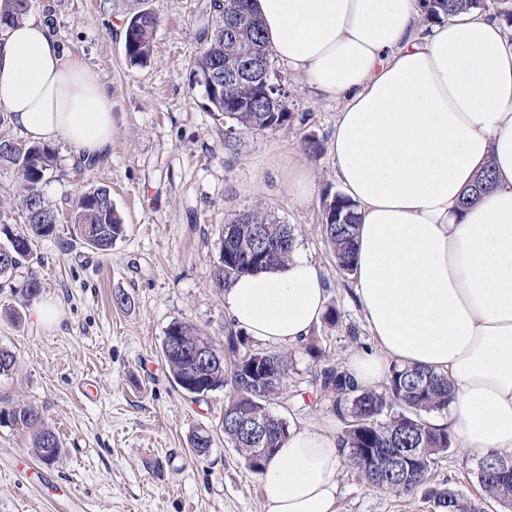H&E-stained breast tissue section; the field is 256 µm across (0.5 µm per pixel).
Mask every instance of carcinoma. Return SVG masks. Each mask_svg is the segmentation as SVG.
<instances>
[{
    "label": "carcinoma",
    "instance_id": "cac0c4a2",
    "mask_svg": "<svg viewBox=\"0 0 512 512\" xmlns=\"http://www.w3.org/2000/svg\"><path fill=\"white\" fill-rule=\"evenodd\" d=\"M31 7L32 0H5L0 10V42L6 39L11 27L29 14ZM481 7L482 0H424L422 3L428 20L459 12L477 14ZM157 26V16L150 9L139 10L127 19L125 54L129 65L143 66L150 62ZM244 45L269 65L270 80L282 83L249 0H226L225 4L214 7L211 35L194 61L195 80L203 87L210 109L246 129L288 125L287 107L275 112L259 87L246 80L224 78V64L236 59ZM212 79L218 83V90L213 93L209 91ZM56 168L57 157L52 147L0 137V169L12 171L18 180L19 206L27 224L26 231L9 235L8 245L0 250L1 280L17 275L31 255L32 239L49 237L56 231V216L40 192V184ZM493 184L492 172L480 175L472 193L462 198L461 207L476 202ZM332 199L337 223L323 226V231L333 250L336 267L347 274L352 271L354 260L357 206L340 193ZM71 224L84 242L99 252L111 250L112 244L126 233L106 186L78 196ZM259 225L273 232L268 252L261 260L250 255L251 229ZM224 228L227 235L235 237L237 249L230 256L218 257L214 284L221 290L242 275L285 265L296 241L294 227L279 223L259 204L236 214ZM173 335L221 359V364L203 368L192 377L188 375L185 357L169 351L166 343H161L172 380L186 394L200 397L221 387L228 389L224 402V441L237 450L253 473H259L264 462L289 436L288 423L270 413L268 404L288 395L292 354L286 350L256 348L248 337L231 328L224 336L222 351L214 348L209 337L181 322L168 326L165 336ZM305 351L316 363L319 399L329 401L331 410L345 424L342 430L348 446L345 462L368 487L398 497H415L421 493L431 503L433 512H448L444 509L448 504L453 512H484L482 501L487 498L512 508V471H504L512 462L509 457L489 455L480 460L476 472L481 489L479 500L433 481L438 458L453 448L448 431L434 427L429 421L431 414L448 406L451 397L448 378L429 370L395 364L389 369L381 390H366L355 384L344 367L331 363L316 340L308 342ZM244 410L262 422L258 431L240 423V413ZM1 422L29 433L35 454L42 462L48 464L59 457L60 438L35 407L25 404L1 407ZM259 448L264 452H257ZM402 453L407 454L408 461L399 470L392 463Z\"/></svg>",
    "mask_w": 512,
    "mask_h": 512
}]
</instances>
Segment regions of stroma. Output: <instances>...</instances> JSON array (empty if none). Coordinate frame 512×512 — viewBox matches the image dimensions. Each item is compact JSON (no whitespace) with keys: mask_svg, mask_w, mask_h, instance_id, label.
Returning <instances> with one entry per match:
<instances>
[{"mask_svg":"<svg viewBox=\"0 0 512 512\" xmlns=\"http://www.w3.org/2000/svg\"><path fill=\"white\" fill-rule=\"evenodd\" d=\"M206 0H33L31 13L112 91V152L86 165L56 143L57 170L41 187L58 217L57 231L34 240L25 272L38 296L21 294V279L0 285V347L18 363L0 375V406L31 404L57 430L62 453L39 461L28 437L0 426V512H262L257 474L224 440L225 390L193 399L172 381L160 352L167 326L180 321L223 347L228 321L222 290L213 282L223 228L235 213L262 205L295 227L303 252L319 268L328 301L341 313L336 327L313 332L331 357L371 346L353 296L323 233L327 200L338 193L326 148L336 103H320L288 75V126L230 128L209 109L194 83ZM151 8L159 24L155 53L143 67L128 64L124 28L129 15ZM321 145L304 149L305 136ZM305 165L313 189L304 201L288 190V164ZM105 186L127 233L97 252L69 222L82 192ZM55 316L37 322V309ZM290 389L269 411L289 427L342 423L316 399L313 365L293 352ZM208 430L212 447L195 457L191 437ZM446 483L478 497L469 465L452 452L434 470ZM337 512H430L422 497L398 498L339 471Z\"/></svg>","mask_w":512,"mask_h":512,"instance_id":"35a3bbf8","label":"stroma"}]
</instances>
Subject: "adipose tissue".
I'll return each mask as SVG.
<instances>
[{"mask_svg":"<svg viewBox=\"0 0 512 512\" xmlns=\"http://www.w3.org/2000/svg\"><path fill=\"white\" fill-rule=\"evenodd\" d=\"M269 47L321 100L339 102L329 142L357 203L352 279L373 340L345 366L366 389L392 364L447 376L434 421L460 453L512 455V28L459 13L424 22L417 0H251ZM0 108L30 140L63 142L83 163L112 151V94L29 17L0 44ZM491 167L496 186L459 200ZM315 263L247 274L224 292L235 330L297 348L321 323ZM340 433L291 431L259 474L264 512H336Z\"/></svg>","mask_w":512,"mask_h":512,"instance_id":"ef3b65f1","label":"adipose tissue"}]
</instances>
